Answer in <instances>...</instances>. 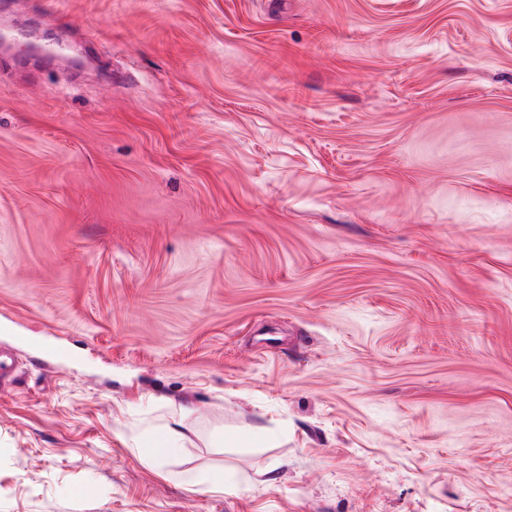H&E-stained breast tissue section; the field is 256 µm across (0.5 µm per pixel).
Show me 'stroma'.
<instances>
[{
	"label": "stroma",
	"instance_id": "obj_1",
	"mask_svg": "<svg viewBox=\"0 0 512 512\" xmlns=\"http://www.w3.org/2000/svg\"><path fill=\"white\" fill-rule=\"evenodd\" d=\"M0 26V512H512V0ZM172 424L178 425L176 422H172ZM174 425L166 424L156 434L150 446L151 448H141V453L147 461L161 466L166 463L170 456L177 452L179 449L177 448V442L180 438V431ZM180 482L189 488L204 487L207 492L224 493L227 488L224 484V474H198L186 472L179 476Z\"/></svg>",
	"mask_w": 512,
	"mask_h": 512
}]
</instances>
